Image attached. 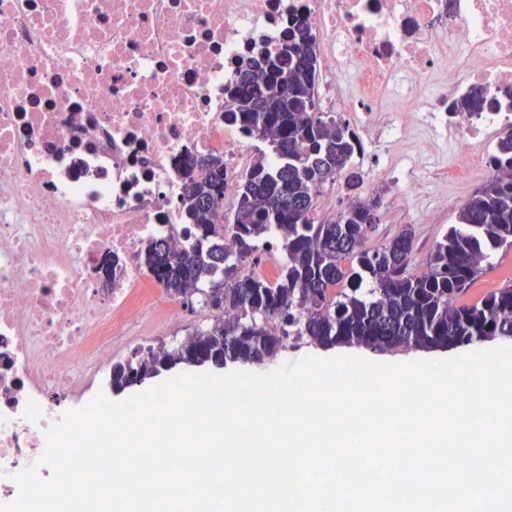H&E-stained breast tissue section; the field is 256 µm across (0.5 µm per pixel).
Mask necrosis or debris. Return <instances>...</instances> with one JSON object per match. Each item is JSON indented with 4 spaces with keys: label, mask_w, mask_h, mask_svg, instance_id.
<instances>
[{
    "label": "necrosis or debris",
    "mask_w": 512,
    "mask_h": 512,
    "mask_svg": "<svg viewBox=\"0 0 512 512\" xmlns=\"http://www.w3.org/2000/svg\"><path fill=\"white\" fill-rule=\"evenodd\" d=\"M299 18L320 118L345 120L372 184L433 223L421 194L465 192L512 128V0H0V503L61 400L146 325L184 328L142 256L157 239L190 247V163L223 159L235 250L236 189L261 140L224 89L247 59L287 52ZM477 86L483 102L449 111ZM284 251L269 237L240 276L276 281Z\"/></svg>",
    "instance_id": "obj_1"
}]
</instances>
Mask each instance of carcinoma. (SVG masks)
Listing matches in <instances>:
<instances>
[{
  "label": "carcinoma",
  "instance_id": "obj_1",
  "mask_svg": "<svg viewBox=\"0 0 512 512\" xmlns=\"http://www.w3.org/2000/svg\"><path fill=\"white\" fill-rule=\"evenodd\" d=\"M312 43L309 28L295 23L288 54H262L228 90L233 120L250 133H273L271 150L280 156L275 169L260 156L237 186L238 251L215 245L224 233V163L218 158L201 161L204 178L189 176L183 186L185 220L197 230L192 247L173 251L155 241L145 250V265L167 293L188 302L200 297L235 316L180 345L112 364V387L181 363L261 364L291 338L408 350L512 336L511 283L466 300L484 268H493L487 259L512 247V129L488 154L490 179L465 201L457 223L434 245L428 271L419 274L411 231L369 244L381 221V198L360 195L363 179L352 167L358 143L343 122L327 124L315 115ZM341 173L352 194L348 208L333 221L310 222L316 193ZM273 235L284 237L287 254L276 283L239 277V263L254 259Z\"/></svg>",
  "mask_w": 512,
  "mask_h": 512
}]
</instances>
